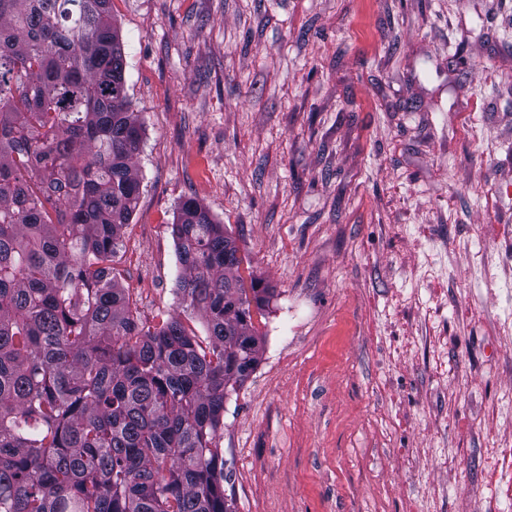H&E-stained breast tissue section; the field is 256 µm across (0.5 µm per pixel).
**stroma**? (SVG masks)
I'll use <instances>...</instances> for the list:
<instances>
[{
  "label": "stroma",
  "instance_id": "stroma-1",
  "mask_svg": "<svg viewBox=\"0 0 512 512\" xmlns=\"http://www.w3.org/2000/svg\"><path fill=\"white\" fill-rule=\"evenodd\" d=\"M142 127L116 266L179 317L196 199L262 286L236 512H512V0H112Z\"/></svg>",
  "mask_w": 512,
  "mask_h": 512
}]
</instances>
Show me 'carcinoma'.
<instances>
[{
	"label": "carcinoma",
	"mask_w": 512,
	"mask_h": 512,
	"mask_svg": "<svg viewBox=\"0 0 512 512\" xmlns=\"http://www.w3.org/2000/svg\"><path fill=\"white\" fill-rule=\"evenodd\" d=\"M112 0H0V512H234L224 401L273 296L184 200L178 291L208 332L144 330L114 267L141 195Z\"/></svg>",
	"instance_id": "obj_1"
}]
</instances>
